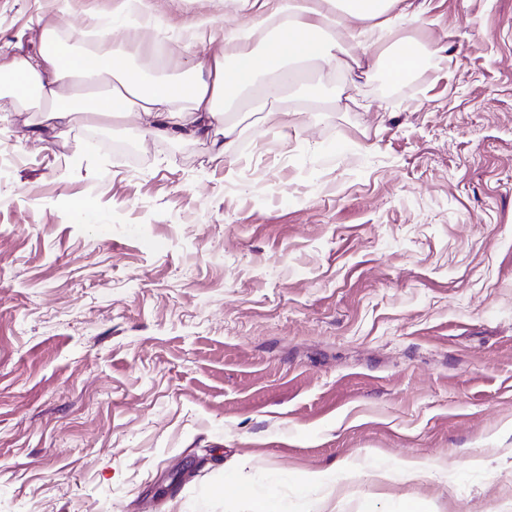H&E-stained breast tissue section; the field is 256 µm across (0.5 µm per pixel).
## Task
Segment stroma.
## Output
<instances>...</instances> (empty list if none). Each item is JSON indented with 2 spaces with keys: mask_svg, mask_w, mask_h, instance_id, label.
I'll return each instance as SVG.
<instances>
[{
  "mask_svg": "<svg viewBox=\"0 0 512 512\" xmlns=\"http://www.w3.org/2000/svg\"><path fill=\"white\" fill-rule=\"evenodd\" d=\"M176 75L189 19L152 0ZM121 0H0V50L37 23H129ZM303 123L243 99L231 155L79 116L0 112V512H512V0H425ZM437 48L396 85L397 42ZM422 459L430 474L406 477ZM334 483L298 492L311 472Z\"/></svg>",
  "mask_w": 512,
  "mask_h": 512,
  "instance_id": "35a3bbf8",
  "label": "stroma"
}]
</instances>
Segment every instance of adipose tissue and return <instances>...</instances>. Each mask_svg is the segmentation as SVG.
Returning a JSON list of instances; mask_svg holds the SVG:
<instances>
[{
	"instance_id": "ef3b65f1",
	"label": "adipose tissue",
	"mask_w": 512,
	"mask_h": 512,
	"mask_svg": "<svg viewBox=\"0 0 512 512\" xmlns=\"http://www.w3.org/2000/svg\"><path fill=\"white\" fill-rule=\"evenodd\" d=\"M248 15L241 27L191 24L193 36L207 35L211 51L178 79L146 77L134 66L111 27H102L97 49L75 43L61 22L42 25L36 46L23 53L0 52V112L31 110L43 102L44 122L61 124L83 114L119 120L134 117L144 134L167 141L208 142L213 159L230 153L239 138L228 117L232 101L252 92L258 112L284 125L301 123L302 110L284 106L286 61L310 63L319 82L333 78L336 66L358 62L353 48L368 49L395 23L421 19L413 0H240ZM112 78L109 98L78 103L68 78Z\"/></svg>"
}]
</instances>
